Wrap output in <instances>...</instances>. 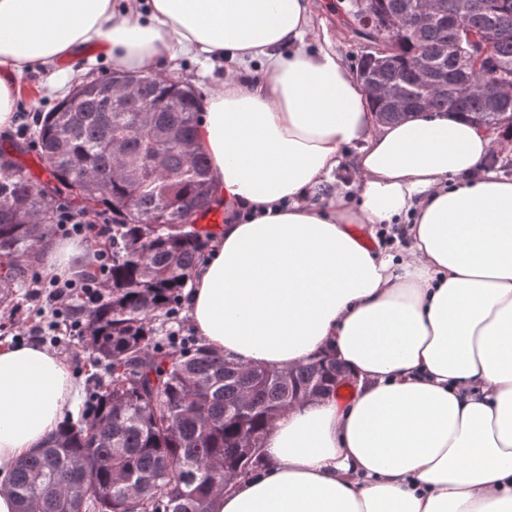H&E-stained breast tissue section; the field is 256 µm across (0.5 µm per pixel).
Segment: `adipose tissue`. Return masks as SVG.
<instances>
[{"mask_svg":"<svg viewBox=\"0 0 512 512\" xmlns=\"http://www.w3.org/2000/svg\"><path fill=\"white\" fill-rule=\"evenodd\" d=\"M312 31L309 0H0V132L11 75L35 67L258 63L199 121L228 217L190 275V322L245 366L335 355L352 395L282 412L266 468L213 512H512V180L464 119L378 124L336 51L306 49ZM344 164L354 194L314 199ZM78 392L50 348L0 346V481Z\"/></svg>","mask_w":512,"mask_h":512,"instance_id":"adipose-tissue-1","label":"adipose tissue"}]
</instances>
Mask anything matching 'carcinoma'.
Instances as JSON below:
<instances>
[{
    "label": "carcinoma",
    "instance_id": "obj_1",
    "mask_svg": "<svg viewBox=\"0 0 512 512\" xmlns=\"http://www.w3.org/2000/svg\"><path fill=\"white\" fill-rule=\"evenodd\" d=\"M372 2L394 24L383 35L394 30L399 38L386 56L363 53L358 69H372L382 85H405L411 114L449 112L457 29L435 18L414 36L409 0ZM438 3L442 13H466L477 26L509 20L493 51L512 69V0ZM422 56L432 66L420 78ZM132 78L116 69L107 79H87L74 87L78 101L69 97L45 113L34 136L47 179L0 152V309L18 304V289L37 285L56 198L86 215L112 212V224L91 241L111 256L106 288L95 299L75 290L67 317L82 323L89 361L104 370L91 378L95 413L65 421L17 464L5 487L17 512H211L215 483L263 465L256 442L289 399L349 384L332 356L291 372L247 368L167 329L210 239L197 224L214 208L210 167L202 154L183 150L197 135L193 89L149 76L133 103L102 96L107 83ZM458 113L474 123L497 121L475 97ZM115 154L123 171L101 186Z\"/></svg>",
    "mask_w": 512,
    "mask_h": 512
}]
</instances>
